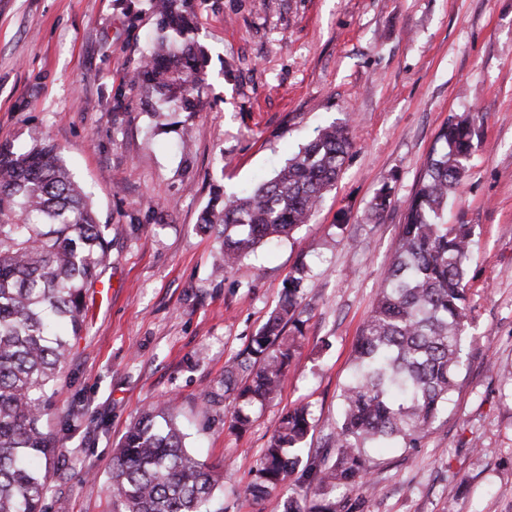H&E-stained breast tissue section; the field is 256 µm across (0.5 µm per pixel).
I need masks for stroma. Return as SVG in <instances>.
<instances>
[{
	"mask_svg": "<svg viewBox=\"0 0 512 512\" xmlns=\"http://www.w3.org/2000/svg\"><path fill=\"white\" fill-rule=\"evenodd\" d=\"M208 55L196 112L158 129L137 81L157 30L150 0H0V143L50 140L109 227L111 258L47 427L46 512H113L112 458L133 420L173 398L186 444L224 473V512H281L294 481L244 494L284 412L305 404L319 459L341 420L359 330L407 205L448 118L477 114L468 176L448 209L477 245L466 362L421 447L369 449L352 512H512V0H194ZM354 148L309 224L232 268L200 225L214 186L271 177L320 127ZM189 156L175 148L184 129ZM393 205L367 220L378 189ZM309 309L276 400L242 432L224 369L296 267Z\"/></svg>",
	"mask_w": 512,
	"mask_h": 512,
	"instance_id": "35a3bbf8",
	"label": "stroma"
}]
</instances>
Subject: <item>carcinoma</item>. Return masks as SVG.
Masks as SVG:
<instances>
[{
  "mask_svg": "<svg viewBox=\"0 0 512 512\" xmlns=\"http://www.w3.org/2000/svg\"><path fill=\"white\" fill-rule=\"evenodd\" d=\"M193 0H155L158 37L138 81L147 97L193 112L205 83L206 53L188 39ZM474 116L448 119L439 146L407 207L394 258L353 352L343 417L322 463L303 465L313 428L308 408L285 412L245 493L262 499L287 477L307 484L282 512H344L367 486V449L416 448L458 385L468 321L466 264L474 243L468 224L446 221L473 148ZM353 145L345 124L325 126L273 177L242 195L221 191L201 223L221 240L231 268L266 242L310 222L333 188ZM392 204L382 187L369 211ZM108 225L50 141L18 151L0 145V512H43L46 474L37 461L55 456L46 428L56 385L85 327V298L109 260ZM303 270L288 280L276 308L224 372L234 396L231 428L245 430L255 409L272 403L287 378L299 328ZM170 407L147 410L127 428L113 460L118 512H223L215 508L223 475L188 450Z\"/></svg>",
  "mask_w": 512,
  "mask_h": 512,
  "instance_id": "carcinoma-1",
  "label": "carcinoma"
}]
</instances>
